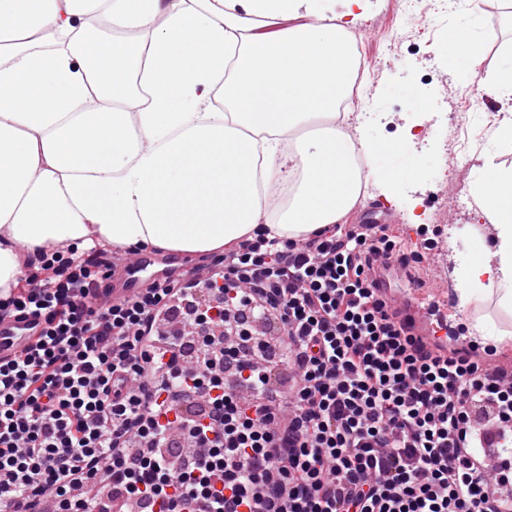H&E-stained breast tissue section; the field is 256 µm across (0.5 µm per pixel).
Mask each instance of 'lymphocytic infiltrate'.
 I'll return each mask as SVG.
<instances>
[{"label":"lymphocytic infiltrate","mask_w":512,"mask_h":512,"mask_svg":"<svg viewBox=\"0 0 512 512\" xmlns=\"http://www.w3.org/2000/svg\"><path fill=\"white\" fill-rule=\"evenodd\" d=\"M401 248L383 224L241 240L190 359L152 329L199 285L101 306L117 250L40 255L0 296L46 320L0 361V512H97L101 483L165 512H512V379L394 308L375 272Z\"/></svg>","instance_id":"obj_1"}]
</instances>
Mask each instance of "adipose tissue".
Here are the masks:
<instances>
[{"label":"adipose tissue","instance_id":"adipose-tissue-1","mask_svg":"<svg viewBox=\"0 0 512 512\" xmlns=\"http://www.w3.org/2000/svg\"><path fill=\"white\" fill-rule=\"evenodd\" d=\"M470 3L451 45L473 76L493 21ZM344 32L323 0H0V293L26 252L299 237L339 223L390 157L416 170L406 145L328 121L352 73ZM219 83L223 110H202ZM144 87L151 102L128 111ZM277 169L290 199L268 219L260 186ZM473 191L495 240L460 306L493 296L511 313L512 167L485 168Z\"/></svg>","mask_w":512,"mask_h":512}]
</instances>
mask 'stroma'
<instances>
[{"label":"stroma","instance_id":"35a3bbf8","mask_svg":"<svg viewBox=\"0 0 512 512\" xmlns=\"http://www.w3.org/2000/svg\"><path fill=\"white\" fill-rule=\"evenodd\" d=\"M466 14L463 0H455L447 12L431 14L427 27L405 37L400 34L399 0H367L365 11L356 19V26L369 32L362 53L375 72V88L367 102L373 118L363 128L373 140L386 145L411 140L412 152L424 161L415 175L391 183L389 192L373 189L369 199L389 209L395 235L410 238L400 264L412 276L394 277L393 293L401 299L413 298L422 308H437L438 320L447 322L453 335L466 340L472 339L478 318L493 322L508 337L494 343L489 364L512 370V315L499 311L492 299L460 312L458 306L449 305L444 292L445 275L480 258L484 245L492 244L494 237L473 195L467 194L459 207L454 192L469 187L487 162L512 165V145L500 141L495 128L478 119L470 134L467 167H446L455 133L457 96H473L483 110L504 106L489 85L468 80L461 67L448 62V35L465 24ZM447 88L455 90V97L444 96ZM411 97L421 100L424 111L435 115L426 135L415 139L386 122L390 115L414 122L416 112L407 105Z\"/></svg>","mask_w":512,"mask_h":512}]
</instances>
